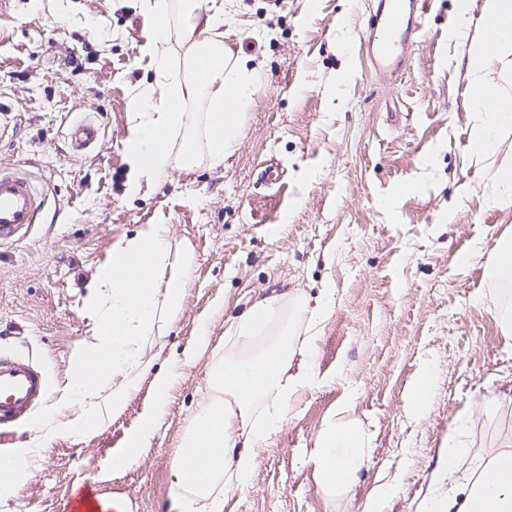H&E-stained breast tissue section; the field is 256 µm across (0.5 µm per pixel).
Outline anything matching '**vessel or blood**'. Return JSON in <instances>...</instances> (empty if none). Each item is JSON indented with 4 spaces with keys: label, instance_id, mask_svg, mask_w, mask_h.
I'll list each match as a JSON object with an SVG mask.
<instances>
[{
    "label": "vessel or blood",
    "instance_id": "1",
    "mask_svg": "<svg viewBox=\"0 0 512 512\" xmlns=\"http://www.w3.org/2000/svg\"><path fill=\"white\" fill-rule=\"evenodd\" d=\"M433 0H375L374 21L368 24L361 49L375 72L398 80L410 52L425 32L424 20ZM75 149L93 147L99 129L79 122L69 133ZM45 195L18 167L0 165V240L13 239L23 226L37 223ZM48 393L45 372L24 359H0V430L29 417Z\"/></svg>",
    "mask_w": 512,
    "mask_h": 512
}]
</instances>
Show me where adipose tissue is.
Wrapping results in <instances>:
<instances>
[{
  "mask_svg": "<svg viewBox=\"0 0 512 512\" xmlns=\"http://www.w3.org/2000/svg\"><path fill=\"white\" fill-rule=\"evenodd\" d=\"M152 33L150 61L156 76L149 91L131 101L132 124L126 150L131 175L128 195H138L198 155L220 166L239 136L252 94L260 81L256 68L229 56L224 48V5L201 8L197 0H141ZM484 15L494 22L469 56L478 114L474 144L484 148L512 128V97L494 89L487 72L493 61L512 59V0H485ZM180 17L187 43L182 56L170 44L171 20ZM199 103L201 115L187 106ZM193 258L175 247L163 224L142 225L112 248V263L101 287L111 299L99 322L97 340L76 364L69 393L75 419L43 418L35 444L69 432L86 434L105 425L104 408L120 412L146 366L147 351L163 325L180 314ZM500 286L492 302L505 337L512 338V240L502 239L489 262ZM336 307V291L322 287L315 300L270 294L256 299L224 336V353L206 372L218 400L191 417L172 460L175 480L169 512H224V494L246 489L260 454L285 423L292 402L316 387L320 324ZM174 372L158 374L154 398L145 406L125 446L113 454V470L133 465L162 419ZM108 404H101L102 393ZM344 399L315 437L309 461L321 491L349 492L368 460L369 436ZM34 446L0 453V499L17 494L30 474ZM419 512H512V448L488 457L480 474L442 498L425 500Z\"/></svg>",
  "mask_w": 512,
  "mask_h": 512,
  "instance_id": "ef3b65f1",
  "label": "adipose tissue"
}]
</instances>
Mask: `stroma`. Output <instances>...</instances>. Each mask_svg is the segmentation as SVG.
Returning a JSON list of instances; mask_svg holds the SVG:
<instances>
[{
  "instance_id": "stroma-1",
  "label": "stroma",
  "mask_w": 512,
  "mask_h": 512,
  "mask_svg": "<svg viewBox=\"0 0 512 512\" xmlns=\"http://www.w3.org/2000/svg\"><path fill=\"white\" fill-rule=\"evenodd\" d=\"M231 3L224 45L262 73L235 151L224 165L198 159L131 197L130 103L155 84L140 0H0V164L24 166L49 193L41 223L0 243V356L32 359L49 379L47 400L0 438V453L24 447L43 415L70 416L67 384L95 339L89 295L115 243L164 224L195 259L182 311L148 352L124 409L100 432L39 449L0 512H67L87 481L100 498L122 499L125 512H167L172 456L207 396L203 376L225 328L256 297H312L326 282L336 308L317 342L323 383L293 402L224 512H363L384 483L394 488L384 512H418L423 499L448 493L439 455L460 418L487 449L512 424V414L482 407L512 388V340L490 303L486 258L512 236V205L498 203L495 179L512 158V129L494 150L473 144L468 47L484 0H435L393 83L361 57L371 0H285L275 11L265 0ZM85 119L100 140L76 151L69 132ZM269 166L281 170L279 184L259 182ZM415 178L421 189L405 191ZM204 320L211 343L199 349ZM189 349L150 444L134 466L112 471L155 374ZM427 361L438 367L435 398L416 421L406 400ZM349 394L370 435L369 459L350 493L331 498L308 452Z\"/></svg>"
}]
</instances>
